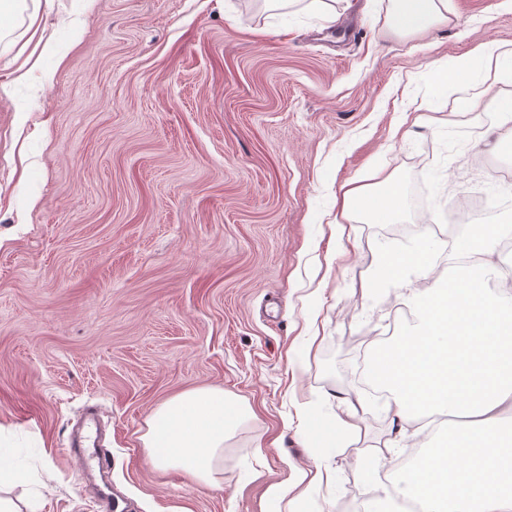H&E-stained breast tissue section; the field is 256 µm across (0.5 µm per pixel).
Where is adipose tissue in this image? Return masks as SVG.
I'll return each mask as SVG.
<instances>
[{
  "label": "adipose tissue",
  "instance_id": "1",
  "mask_svg": "<svg viewBox=\"0 0 512 512\" xmlns=\"http://www.w3.org/2000/svg\"><path fill=\"white\" fill-rule=\"evenodd\" d=\"M389 26L408 36L439 25L454 16L448 0H388ZM502 52L492 46L469 65L481 72L479 81L465 83L464 70L438 69L435 90L467 85L456 102L470 111L487 100L504 133L496 148L512 144V76L500 71ZM399 187H389L377 203L365 187L349 185L342 197L345 216L364 213L390 218L400 209ZM382 265L391 275L418 268L427 284L414 289L417 326L378 351L374 377L390 392L389 407L406 420L425 410L448 409L464 416L454 438L429 456L421 470L401 472L404 496L419 497L424 512H512V429L498 430L504 409H512V282L484 238L459 249L448 279L435 276L425 253L389 251ZM250 410L219 389H193L161 403L145 420L140 440L158 469L180 470L193 483L220 488L224 480V445ZM485 433V450L474 454V425ZM462 476L449 483L447 471Z\"/></svg>",
  "mask_w": 512,
  "mask_h": 512
}]
</instances>
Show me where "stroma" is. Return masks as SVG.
<instances>
[{
	"label": "stroma",
	"mask_w": 512,
	"mask_h": 512,
	"mask_svg": "<svg viewBox=\"0 0 512 512\" xmlns=\"http://www.w3.org/2000/svg\"><path fill=\"white\" fill-rule=\"evenodd\" d=\"M388 0L335 17L258 0H33L0 43V441L30 454L37 512H369L435 417L397 418L355 380L361 346L410 329L392 248L441 277L473 226L512 223L495 112L455 111L436 68L512 44V0H448L454 24L399 37ZM398 184L390 239L343 218L342 185ZM216 388L249 406L212 490L150 462L162 402ZM359 402V427L344 428ZM96 407L112 450L91 489L67 436Z\"/></svg>",
	"instance_id": "35a3bbf8"
}]
</instances>
